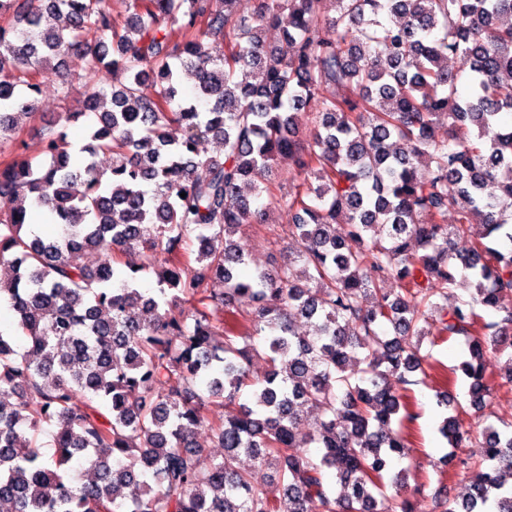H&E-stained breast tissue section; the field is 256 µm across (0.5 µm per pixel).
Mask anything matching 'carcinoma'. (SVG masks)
<instances>
[{"mask_svg":"<svg viewBox=\"0 0 512 512\" xmlns=\"http://www.w3.org/2000/svg\"><path fill=\"white\" fill-rule=\"evenodd\" d=\"M126 11L121 22L106 0H0V143L36 111L41 79L68 94L67 59L86 79L83 111L41 128L46 160L0 161V265L12 272L0 301L25 339L20 349L0 333V504L412 512L425 485L395 467L429 355L411 341L433 325L464 340L455 371L476 414L493 399L487 351H512V23L500 22L512 0H127ZM209 39L226 43L222 61ZM298 112L315 118L306 137ZM88 113L97 126L76 167L60 122ZM209 136L224 156H200ZM283 155L301 178L280 199L298 249L249 273L233 236L260 213ZM30 206L48 207L63 235L24 234ZM476 224L480 237L454 251ZM150 271L151 293L139 288ZM261 347L270 370L256 382ZM200 427L224 454L195 445ZM439 431L454 448L471 439L458 414ZM482 436V461L459 460L477 469L470 491L443 512H512V423ZM245 458L274 468L281 497Z\"/></svg>","mask_w":512,"mask_h":512,"instance_id":"cac0c4a2","label":"carcinoma"}]
</instances>
